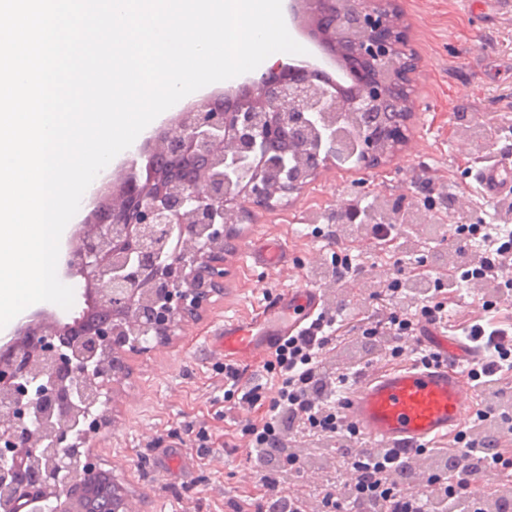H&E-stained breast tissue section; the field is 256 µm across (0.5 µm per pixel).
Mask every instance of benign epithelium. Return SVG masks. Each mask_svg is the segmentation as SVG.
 <instances>
[{"mask_svg":"<svg viewBox=\"0 0 512 512\" xmlns=\"http://www.w3.org/2000/svg\"><path fill=\"white\" fill-rule=\"evenodd\" d=\"M288 12L309 24L318 54L229 82L221 106L205 95L180 111L153 143L176 167L162 186H145L141 150L130 153L112 173L118 195L90 210L64 257V276L93 297L0 340V512H84L98 471L84 444L101 424L103 387L125 371V348L167 335L222 286L224 228L304 188L329 160L372 169L403 139L414 68L393 0H289ZM339 64L357 87L345 103L313 83ZM375 107L392 119L350 144L337 137L336 114Z\"/></svg>","mask_w":512,"mask_h":512,"instance_id":"7a95c632","label":"benign epithelium"}]
</instances>
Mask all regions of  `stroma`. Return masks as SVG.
Returning a JSON list of instances; mask_svg holds the SVG:
<instances>
[{"instance_id":"1","label":"stroma","mask_w":512,"mask_h":512,"mask_svg":"<svg viewBox=\"0 0 512 512\" xmlns=\"http://www.w3.org/2000/svg\"><path fill=\"white\" fill-rule=\"evenodd\" d=\"M395 6L417 65L408 142L370 170L326 163L300 192L234 225L222 290L166 344L127 353L125 373L107 388L105 423L88 450L144 512H232L233 503L259 497L260 478L270 469L284 471L290 489L308 485L285 457L268 463L247 455L245 425L257 414L225 402L226 360L208 350L225 319L258 317L287 289L324 286L335 293L332 308L351 321L393 282L398 307L415 314L426 298L407 284L427 274L458 280L446 324L453 331L469 316L476 291L461 281L463 266L482 253L467 225H487L493 234L512 230V193L486 197L472 179L485 160L512 153V0H395ZM466 139L474 146L469 154L460 149ZM380 200L401 206L407 217L387 244L349 213L350 205ZM356 227L363 234L352 237L348 257L360 276L341 287L331 279L332 237ZM268 242L287 247L283 265L244 260Z\"/></svg>"}]
</instances>
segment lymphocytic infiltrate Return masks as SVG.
Instances as JSON below:
<instances>
[{
    "label": "lymphocytic infiltrate",
    "mask_w": 512,
    "mask_h": 512,
    "mask_svg": "<svg viewBox=\"0 0 512 512\" xmlns=\"http://www.w3.org/2000/svg\"><path fill=\"white\" fill-rule=\"evenodd\" d=\"M468 230L484 234L487 248L485 257L464 271V278L493 286L499 299L511 304L512 233L493 236L481 224L469 225ZM451 303L450 297H439L415 317L399 312L386 298L364 311L356 325L322 315L306 332L284 339L266 364L278 377L274 390L266 391L258 383L244 390L240 401L267 410L247 428L257 455L287 453L289 465L313 471L316 492H288L284 476L270 472L262 477L260 498L236 504L234 512H434L436 501L448 497L464 500L468 512H488L493 502L507 506L512 496L491 489L489 476L494 466L512 471V426L486 433L483 422L491 413L481 412L466 431L448 438L449 450L439 454V466L423 474L414 457L387 448L352 447L356 432L332 401L333 383H348L349 376L342 372L332 380L322 368L329 345L355 327L364 342L390 357L412 355L430 362V354L413 346L412 340L422 322L444 323ZM473 305L475 315L461 324L460 331L482 357L471 372L476 385L496 398L512 388V322L491 316L483 297H474ZM299 430L335 440L337 479L329 478L325 466L307 467L290 452L292 434Z\"/></svg>",
    "instance_id": "obj_1"
}]
</instances>
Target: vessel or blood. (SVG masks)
Returning <instances> with one entry per match:
<instances>
[{"label":"vessel or blood","mask_w":512,"mask_h":512,"mask_svg":"<svg viewBox=\"0 0 512 512\" xmlns=\"http://www.w3.org/2000/svg\"><path fill=\"white\" fill-rule=\"evenodd\" d=\"M473 180L488 197L511 192L512 162L484 163L476 168ZM323 309L322 289H288L259 321H225L215 331L211 348L219 355L251 361L257 352L275 349L285 337L303 330ZM419 340L437 353L436 362L363 373L342 402V411L358 434L398 453L428 452L437 440L462 430L476 411L467 367L478 362L479 355L469 341L428 325L421 328Z\"/></svg>","instance_id":"b4317fda"}]
</instances>
